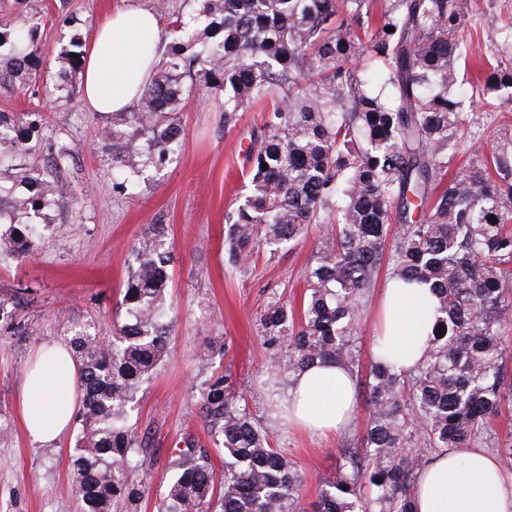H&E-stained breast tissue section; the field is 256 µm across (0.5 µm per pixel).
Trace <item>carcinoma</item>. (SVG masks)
I'll return each mask as SVG.
<instances>
[{
    "instance_id": "cac0c4a2",
    "label": "carcinoma",
    "mask_w": 512,
    "mask_h": 512,
    "mask_svg": "<svg viewBox=\"0 0 512 512\" xmlns=\"http://www.w3.org/2000/svg\"><path fill=\"white\" fill-rule=\"evenodd\" d=\"M195 15L172 21L175 40L122 122L112 125V164L128 177L169 162L185 129L186 97L224 92V126L270 103L248 152L249 191L226 217L224 256L233 269L260 251L273 255L311 224L319 245L305 271L302 307L281 295L257 317L268 375L293 380L333 362L360 368L361 309L382 265L431 288L436 321L426 359L409 373L371 364L369 419L359 445L302 506L301 475L274 443L254 393L231 372H213L197 392L201 417L224 468L197 454L192 436L170 460L158 512H416L414 483L429 456L481 448L488 420L512 410V372L503 335L512 323V129L477 145L447 179L461 147L460 46L472 0H190ZM394 31L389 32L387 28ZM28 19L0 30V86L29 84L40 57ZM82 43L57 55L66 73L83 70ZM512 90V68L486 58L471 92ZM40 118L0 116V164L34 150ZM52 183L33 179L0 221L42 211ZM495 216L497 221L488 220ZM34 224L0 234L24 259L38 245ZM171 250L152 224L133 247L134 264L113 311V335L78 330L80 427L70 454V493L79 512H138L150 489L145 448L127 424L139 387L168 355L166 305ZM512 470V433L495 443Z\"/></svg>"
}]
</instances>
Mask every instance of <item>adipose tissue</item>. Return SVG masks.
<instances>
[{"instance_id":"obj_1","label":"adipose tissue","mask_w":512,"mask_h":512,"mask_svg":"<svg viewBox=\"0 0 512 512\" xmlns=\"http://www.w3.org/2000/svg\"><path fill=\"white\" fill-rule=\"evenodd\" d=\"M163 35L153 11L117 8L91 37L85 55L83 98L101 114L124 112L153 75ZM430 288L389 279L378 314L376 355L395 371L426 355L435 321ZM55 372L31 371L21 390L22 419L33 441L57 440L77 410V369L64 348L53 347ZM291 424L311 432H339L354 407L353 378L342 366L317 363L299 372L284 399ZM417 512H512V473L485 450L448 449L432 455L416 479Z\"/></svg>"}]
</instances>
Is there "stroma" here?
Listing matches in <instances>:
<instances>
[{"mask_svg": "<svg viewBox=\"0 0 512 512\" xmlns=\"http://www.w3.org/2000/svg\"><path fill=\"white\" fill-rule=\"evenodd\" d=\"M127 2L156 11L165 43L175 35L172 14L189 15L186 0H0V27L35 17L43 65L26 93L0 88V114L10 117L36 111L42 131L23 169L8 176L12 194L22 193L28 178L54 182L52 205L37 217L41 237L32 257L0 259V299L18 298L14 320L32 330L17 336L0 322V419L12 434L0 440V512H76L69 494V449L75 436L67 431L57 442L41 444L25 434L19 399L26 372L39 351L65 343L72 330L90 327L111 335L112 310L121 298L132 247L149 225L166 228L173 261L169 306L175 318L169 330V359L144 382L129 422L154 461L152 485L165 484L168 457L185 433L198 448L210 451L214 465L223 458L199 413L197 387L205 380L199 358L209 343L225 342L215 370H231L240 387H263L259 410L268 411L276 442L304 478L303 496L313 499L320 479L330 476L342 443L359 442L369 409L357 400L353 419L341 435L312 436L290 424L280 410L287 382L273 383L261 345L257 313L270 293L278 291L301 305L304 272L320 234L310 226L290 247L256 255L246 270L230 269L224 260V215L248 192L246 154L267 118L256 104L225 125L223 92L208 100L186 99L179 114L187 137L171 163L149 170L136 195L112 188V141L105 128L118 114L91 111L82 96L59 97L56 57L71 38L89 42L92 31L112 9ZM467 21L480 36L479 48L512 67V0H475ZM461 111L471 138H492L512 123V103L505 93L490 103L465 97ZM145 495L140 512H157L156 495Z\"/></svg>", "mask_w": 512, "mask_h": 512, "instance_id": "35a3bbf8", "label": "stroma"}]
</instances>
